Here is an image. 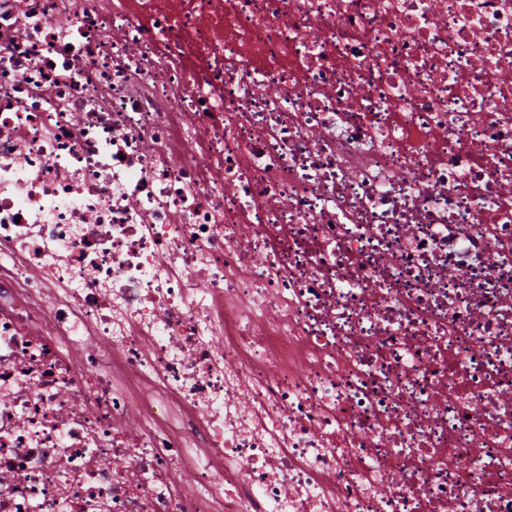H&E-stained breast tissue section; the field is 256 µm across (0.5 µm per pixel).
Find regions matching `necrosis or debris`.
I'll list each match as a JSON object with an SVG mask.
<instances>
[{
	"label": "necrosis or debris",
	"instance_id": "1",
	"mask_svg": "<svg viewBox=\"0 0 512 512\" xmlns=\"http://www.w3.org/2000/svg\"><path fill=\"white\" fill-rule=\"evenodd\" d=\"M0 512H512V0H0Z\"/></svg>",
	"mask_w": 512,
	"mask_h": 512
}]
</instances>
